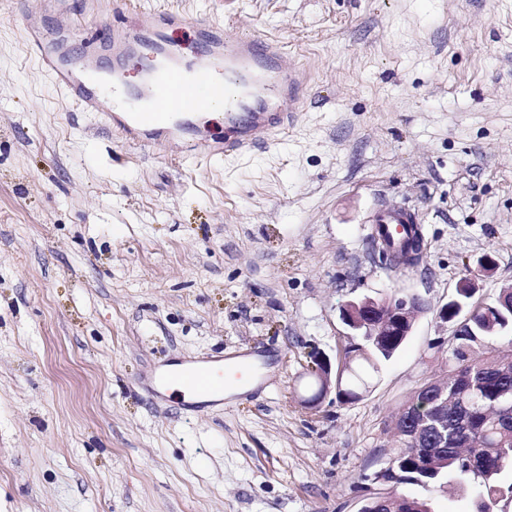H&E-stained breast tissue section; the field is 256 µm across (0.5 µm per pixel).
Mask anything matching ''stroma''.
Here are the masks:
<instances>
[{
	"mask_svg": "<svg viewBox=\"0 0 512 512\" xmlns=\"http://www.w3.org/2000/svg\"><path fill=\"white\" fill-rule=\"evenodd\" d=\"M131 2L181 16L177 53L212 26L279 36L300 108L249 154L131 148L40 70L42 0H0V512H359L449 355L435 308L465 278L485 302L512 285V0ZM386 201L418 215L417 266L380 260ZM395 291L432 309L370 391L304 407L341 304ZM241 351L256 385L223 409L155 402L154 365Z\"/></svg>",
	"mask_w": 512,
	"mask_h": 512,
	"instance_id": "stroma-1",
	"label": "stroma"
}]
</instances>
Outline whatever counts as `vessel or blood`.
Instances as JSON below:
<instances>
[{"instance_id": "1", "label": "vessel or blood", "mask_w": 512, "mask_h": 512, "mask_svg": "<svg viewBox=\"0 0 512 512\" xmlns=\"http://www.w3.org/2000/svg\"><path fill=\"white\" fill-rule=\"evenodd\" d=\"M123 12L119 30L98 29L88 37L96 55L112 60L111 100L96 98L79 88L72 70L57 53L54 39L42 38L41 47L42 66L54 75L59 87L85 110L111 113L114 127L127 142L164 148L177 132L186 129L190 114L205 111L215 96L224 99L227 132L223 140L200 142L194 148L195 155L210 159L228 152H246L287 130L294 114L284 109L283 101L297 94V71L286 63L285 46L255 36H224V60L219 64L205 62L188 69L179 61H170L148 75L136 111L116 113L117 99L126 93L122 74L137 48L146 44L148 34L157 32L159 23L173 19L169 13H147L128 6ZM416 220L411 210L384 204L373 217V234L397 239L403 234V225ZM251 369L244 358L227 363L194 361L177 370L157 367L151 371L149 383L159 397L179 384L195 398L220 404L225 388L246 384Z\"/></svg>"}]
</instances>
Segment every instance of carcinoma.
<instances>
[{
    "mask_svg": "<svg viewBox=\"0 0 512 512\" xmlns=\"http://www.w3.org/2000/svg\"><path fill=\"white\" fill-rule=\"evenodd\" d=\"M473 288L457 290L462 311L448 307V321L457 324L458 345L448 359V372L460 370L464 381L448 380V394H460L469 403L467 414L460 418L448 409V440L435 460L412 452L408 438L386 450L388 463L398 475L392 490L365 500L362 512H431L427 500L400 493L404 484L438 490L454 477L460 481H478L484 501L480 512H491L493 504L512 496V483L503 481L507 466H512V416L500 419L488 411L512 398V355L478 356V350L492 349L496 335L512 331V288L500 290L490 303H474ZM389 346L380 350L371 344L359 349L364 366L345 375L347 390L371 384L382 363L390 360L406 340L404 336L388 337Z\"/></svg>",
    "mask_w": 512,
    "mask_h": 512,
    "instance_id": "cac0c4a2",
    "label": "carcinoma"
}]
</instances>
